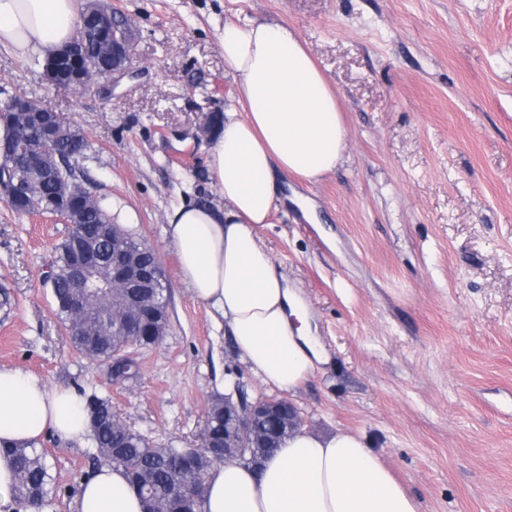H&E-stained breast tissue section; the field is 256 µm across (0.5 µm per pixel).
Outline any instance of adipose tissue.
<instances>
[{"mask_svg": "<svg viewBox=\"0 0 512 512\" xmlns=\"http://www.w3.org/2000/svg\"><path fill=\"white\" fill-rule=\"evenodd\" d=\"M77 0H0V46L47 55L74 35ZM224 61L240 110L224 114L209 171L224 206L174 209L167 235L194 297L219 312L241 358L264 384L293 391L321 360L307 308L276 270L253 227L269 223L280 178L312 182L333 171L347 142L336 95L297 32L251 22L225 28ZM84 443L85 399L0 368V446H34L46 432ZM77 512H142L122 468L101 466L83 483ZM204 512H417V504L357 434L297 431L261 470L229 461L205 482Z\"/></svg>", "mask_w": 512, "mask_h": 512, "instance_id": "1", "label": "adipose tissue"}]
</instances>
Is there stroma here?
<instances>
[{
    "mask_svg": "<svg viewBox=\"0 0 512 512\" xmlns=\"http://www.w3.org/2000/svg\"><path fill=\"white\" fill-rule=\"evenodd\" d=\"M138 31L111 94L49 84L0 47V87L52 106L87 136L81 160L113 221L151 246L172 293L163 340L113 384L78 356L44 284L69 227L0 201V366L109 398L157 445L198 448L211 398L240 375L224 319L182 279L167 216L223 206L209 113L236 103L219 39L250 21L295 29L348 132L336 169L285 176L256 239L308 306L324 360L288 396L304 430L361 435L418 512H512V0H105ZM319 221L308 223L292 196ZM56 480L42 512H74L92 444L41 442Z\"/></svg>",
    "mask_w": 512,
    "mask_h": 512,
    "instance_id": "1",
    "label": "stroma"
}]
</instances>
